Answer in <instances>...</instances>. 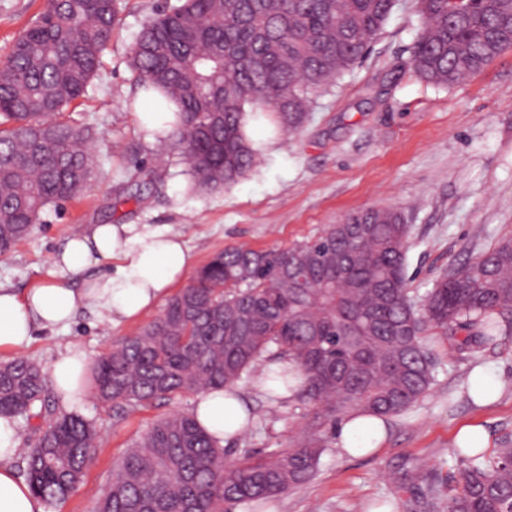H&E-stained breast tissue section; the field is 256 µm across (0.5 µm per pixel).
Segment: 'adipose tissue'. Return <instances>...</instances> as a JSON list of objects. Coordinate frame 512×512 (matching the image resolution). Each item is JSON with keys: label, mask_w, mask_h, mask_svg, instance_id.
<instances>
[{"label": "adipose tissue", "mask_w": 512, "mask_h": 512, "mask_svg": "<svg viewBox=\"0 0 512 512\" xmlns=\"http://www.w3.org/2000/svg\"><path fill=\"white\" fill-rule=\"evenodd\" d=\"M113 258L120 261L113 274L88 279L78 289L48 283L20 295L0 286V348L29 342L35 328L68 325L84 309L96 310L115 324L139 318L194 264L181 234L166 230L139 235L130 224H95L70 237L53 265L79 273L93 262ZM86 365L84 353L69 348L49 368L65 409H76L86 398L81 381ZM194 414L220 445L246 430L248 408L238 387L198 394ZM338 433L342 451L352 456L376 451L385 437L383 422L375 417L345 419ZM19 442L17 421L0 416V512H44L42 501L12 466Z\"/></svg>", "instance_id": "obj_1"}]
</instances>
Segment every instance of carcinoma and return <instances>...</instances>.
<instances>
[{
  "label": "carcinoma",
  "instance_id": "obj_1",
  "mask_svg": "<svg viewBox=\"0 0 512 512\" xmlns=\"http://www.w3.org/2000/svg\"><path fill=\"white\" fill-rule=\"evenodd\" d=\"M412 66L453 86L512 48V0H416ZM394 0H177L143 24L129 66L145 92L177 108L167 138L188 188L221 192L261 155L247 129L299 132L311 95L362 61ZM118 0H52L0 65V255L26 239L50 207L97 178L90 130L64 119L112 42ZM410 227L393 208H367L284 250L226 248L172 295L162 313L90 367L95 398L122 414L156 400L272 381L314 415L288 447L234 464L193 412L156 421L132 442L96 512H230L307 483L328 451L323 428L343 417H399L435 380L424 333L460 355L512 335V240L452 267L424 298L409 295ZM285 361L271 375L265 364ZM43 368L0 361V415L50 411ZM98 445L95 424L61 413L27 434L23 472L46 505L82 483ZM455 486L416 463L423 512H512V441L488 455L458 452Z\"/></svg>",
  "mask_w": 512,
  "mask_h": 512
}]
</instances>
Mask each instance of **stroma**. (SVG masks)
<instances>
[{"mask_svg": "<svg viewBox=\"0 0 512 512\" xmlns=\"http://www.w3.org/2000/svg\"><path fill=\"white\" fill-rule=\"evenodd\" d=\"M165 2L119 0L99 73L70 114L75 123L97 128L100 178L64 208L47 209L30 236L0 256V284L22 295L51 278L77 288L84 278L112 274L114 259L81 275L52 266L67 238L92 224L180 233L200 266L229 246L286 248L316 238L354 211L396 208L410 226L408 286L420 299L450 267L512 238V48L465 83H427L411 66L420 28L415 0H395L365 60L312 97L302 132L265 140L257 167L224 192H192L184 164L171 155L156 161V142L127 108L138 94L130 48L143 22ZM46 6L47 0H0V60ZM143 169L154 173L144 201L122 202V185ZM140 326L137 320L113 325L87 310L68 328H39L30 344L0 350V361L18 355L47 367L68 346L92 361ZM429 341L435 382L410 411L389 420L377 453L350 457L335 450L337 430L326 427L333 448L310 482L262 509L240 505L234 512H368L377 502L411 512L421 490L407 485V470L417 462L439 463L458 477L460 427L481 425L494 449L512 439V335L465 360L439 336ZM478 370L500 383L493 403L479 404L472 394ZM241 388L254 423L228 441V462L247 451L287 447L312 415L311 405L298 399L265 395L248 382ZM194 400L191 394L157 400L119 417L111 405L87 398L79 412L98 429L96 459L54 512H94L128 445L160 418L192 409Z\"/></svg>", "mask_w": 512, "mask_h": 512, "instance_id": "1", "label": "stroma"}]
</instances>
